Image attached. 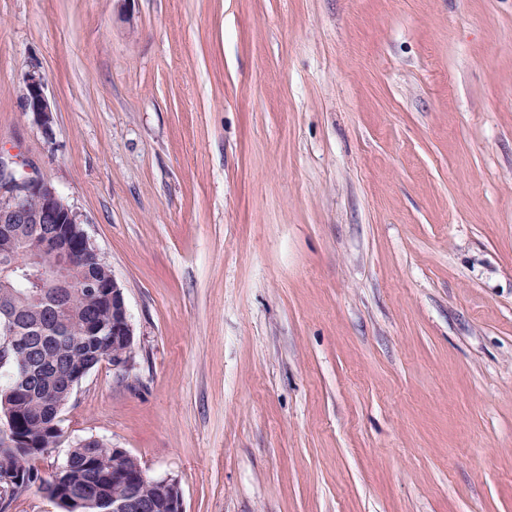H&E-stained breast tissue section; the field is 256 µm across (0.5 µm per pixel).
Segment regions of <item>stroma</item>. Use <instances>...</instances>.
Listing matches in <instances>:
<instances>
[{
	"label": "stroma",
	"instance_id": "obj_1",
	"mask_svg": "<svg viewBox=\"0 0 512 512\" xmlns=\"http://www.w3.org/2000/svg\"><path fill=\"white\" fill-rule=\"evenodd\" d=\"M0 153L135 333L42 473L93 435L185 512H512V0H0ZM45 86L43 75L33 72L27 76L26 110L32 114L34 123L48 135L52 131L54 115L45 94Z\"/></svg>",
	"mask_w": 512,
	"mask_h": 512
}]
</instances>
